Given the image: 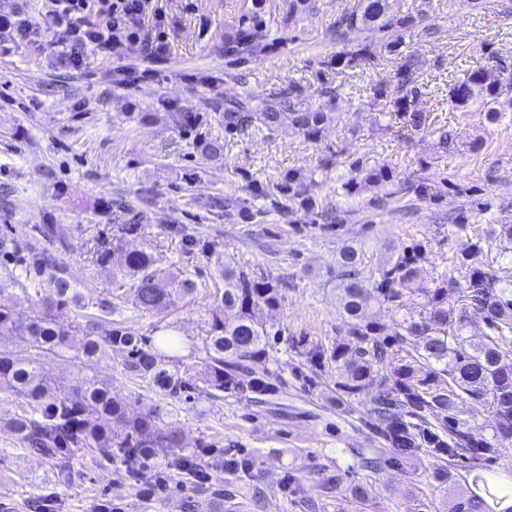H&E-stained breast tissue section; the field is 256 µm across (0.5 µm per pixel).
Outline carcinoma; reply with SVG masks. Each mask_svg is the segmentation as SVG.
<instances>
[{
    "label": "carcinoma",
    "mask_w": 512,
    "mask_h": 512,
    "mask_svg": "<svg viewBox=\"0 0 512 512\" xmlns=\"http://www.w3.org/2000/svg\"><path fill=\"white\" fill-rule=\"evenodd\" d=\"M426 17L427 10L422 7L390 16L386 0H358L357 6L340 14L333 26L339 42L357 29L379 34L377 45H361L336 59L338 64L344 61L349 66L373 59L379 48L399 56L394 106L405 127L413 131L428 129L430 124L427 114L415 109L416 101L425 94L424 84L419 81L414 59L404 54L403 44L405 36L423 24ZM242 22L248 27L226 42V51L237 60L270 47V19L266 18L262 0H252L251 10ZM299 96V87L290 85L268 103L255 105L250 97L235 101L225 108V129L254 126L271 130L286 113L313 140L318 136L322 113L298 109ZM495 102L501 108L488 109L489 119L498 120L505 112H512V85L503 86V80L492 69H476L465 81L448 89V103L457 110ZM432 132L441 147L453 143V127L441 125ZM391 180V171L382 167L360 181L350 178L344 187L353 194L365 184H388ZM480 251L478 238L452 257L463 280L450 277L433 288L418 289L426 300L422 315L402 319L391 336L400 351L392 391L412 418L404 431L410 451L415 449L418 437L429 433L427 415L451 419L461 404L490 407L497 433L512 435V277L507 267L512 264V253L501 252L499 259L480 268L472 265V258ZM0 253L10 262L0 271V299L21 291L34 305V315L21 321L13 310L0 304V337L14 336L33 352L31 357L20 359L0 345V395L14 398L21 408L19 413H0V425L15 433L29 450L44 457L52 459L67 448H97L108 457H123L133 472L152 467V459L172 448L185 447L182 427L168 420V415L154 410L131 416L125 406L112 400L107 384L96 375L81 374L75 383L65 385L47 378L40 366L46 357L75 364L112 349L125 350L132 355V369L175 396L184 381L164 367L159 354L161 347L177 345L175 336L164 334L156 350L143 349V339L112 321L110 302L98 304L97 312L87 316L82 335H75L71 306L77 305V289L55 258L35 247L17 249L5 239H0ZM112 256L109 250L102 252L97 265L108 269L114 278L134 279L132 304L143 311L163 313L193 298L198 290L192 277L163 267L150 250L125 252L116 263ZM416 260L415 255L397 259L380 281L372 283L359 268L358 250L352 246L340 250L336 288L350 335L362 342L355 350L340 344L331 355L345 394L354 395L372 386L375 367L392 357L389 344L379 339L384 329L368 318V311L374 304L399 306L405 292L415 284ZM214 266L224 287L215 289L217 306L211 312L203 344L210 359L208 386L222 390L234 384L235 373L243 362L265 353L269 332L263 312L277 306L279 289L246 267L224 264L219 256L215 257ZM32 270H47L49 275L30 290L19 274ZM481 325L488 332L474 344L468 340L467 332ZM392 405L393 398L386 388L378 389L373 413L388 431L396 423L390 414ZM430 438L436 444L434 451L450 459L464 457L479 462L493 452L488 442L475 440L452 426L439 434L430 433ZM448 512H488V505L480 495L459 494L451 500Z\"/></svg>",
    "instance_id": "obj_1"
}]
</instances>
